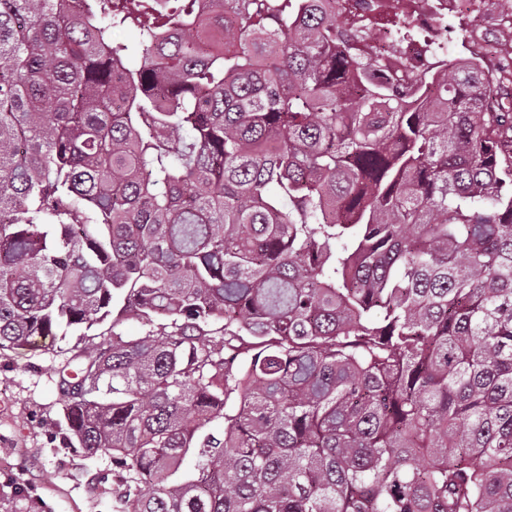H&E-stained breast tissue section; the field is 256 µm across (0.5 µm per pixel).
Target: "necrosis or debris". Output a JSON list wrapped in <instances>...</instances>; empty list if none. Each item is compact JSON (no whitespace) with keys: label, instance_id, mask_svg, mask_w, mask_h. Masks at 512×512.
Returning <instances> with one entry per match:
<instances>
[{"label":"necrosis or debris","instance_id":"4bbe7bcc","mask_svg":"<svg viewBox=\"0 0 512 512\" xmlns=\"http://www.w3.org/2000/svg\"><path fill=\"white\" fill-rule=\"evenodd\" d=\"M391 2L340 0L339 5L349 19V31L354 34L352 49L374 57L379 63L378 78L393 82L403 92L412 89L426 70L446 67L448 16L458 8H465L470 16L489 14L499 24L512 26V0H425V10L413 14L406 31L389 30L388 44L378 47L367 42L360 32ZM465 38L471 56L486 61L484 74L490 86L512 84V55L499 54L485 39L482 29H468Z\"/></svg>","mask_w":512,"mask_h":512}]
</instances>
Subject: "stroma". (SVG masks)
<instances>
[{
	"label": "stroma",
	"mask_w": 512,
	"mask_h": 512,
	"mask_svg": "<svg viewBox=\"0 0 512 512\" xmlns=\"http://www.w3.org/2000/svg\"><path fill=\"white\" fill-rule=\"evenodd\" d=\"M95 340L78 331L0 350V512H121L127 474L73 447L62 420L57 370Z\"/></svg>",
	"instance_id": "obj_1"
}]
</instances>
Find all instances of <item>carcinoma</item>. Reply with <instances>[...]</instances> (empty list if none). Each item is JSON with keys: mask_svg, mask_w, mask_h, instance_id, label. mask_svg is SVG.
<instances>
[{"mask_svg": "<svg viewBox=\"0 0 512 512\" xmlns=\"http://www.w3.org/2000/svg\"><path fill=\"white\" fill-rule=\"evenodd\" d=\"M335 2L0 0V350L149 327L58 369L122 512H512V111Z\"/></svg>", "mask_w": 512, "mask_h": 512, "instance_id": "cac0c4a2", "label": "carcinoma"}]
</instances>
